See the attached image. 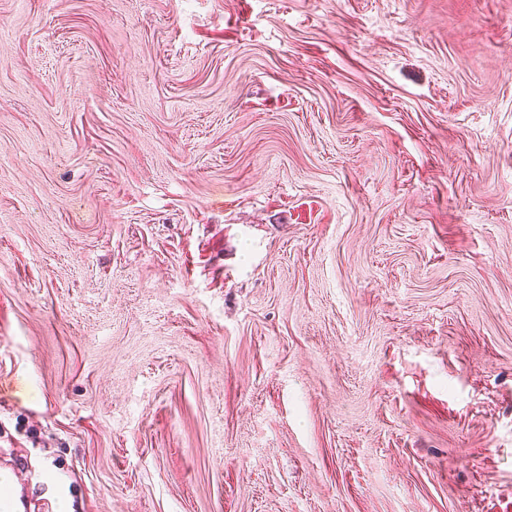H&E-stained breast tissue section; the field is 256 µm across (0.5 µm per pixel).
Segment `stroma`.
<instances>
[{"mask_svg": "<svg viewBox=\"0 0 512 512\" xmlns=\"http://www.w3.org/2000/svg\"><path fill=\"white\" fill-rule=\"evenodd\" d=\"M46 512H512V0H0V463Z\"/></svg>", "mask_w": 512, "mask_h": 512, "instance_id": "35a3bbf8", "label": "stroma"}]
</instances>
